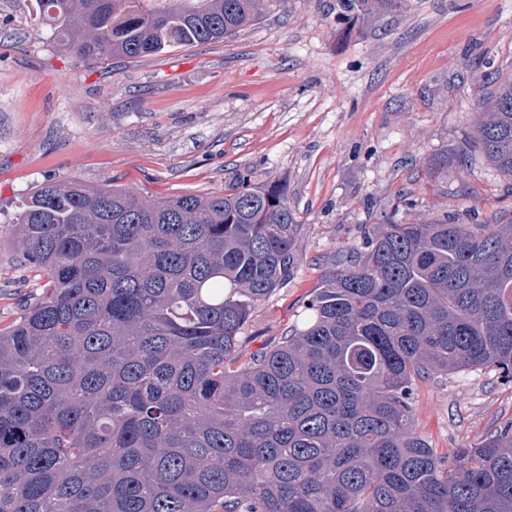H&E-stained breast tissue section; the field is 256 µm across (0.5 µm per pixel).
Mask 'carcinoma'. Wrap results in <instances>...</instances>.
Segmentation results:
<instances>
[{"mask_svg":"<svg viewBox=\"0 0 512 512\" xmlns=\"http://www.w3.org/2000/svg\"><path fill=\"white\" fill-rule=\"evenodd\" d=\"M37 0L83 61L219 42L265 0ZM354 25L407 0H337ZM476 142L512 180V79ZM42 297L0 329V512H512V420L448 457L416 381L512 380V212L393 219L331 259L302 327L244 352L302 225L278 181L150 198L48 179L21 202Z\"/></svg>","mask_w":512,"mask_h":512,"instance_id":"cac0c4a2","label":"carcinoma"}]
</instances>
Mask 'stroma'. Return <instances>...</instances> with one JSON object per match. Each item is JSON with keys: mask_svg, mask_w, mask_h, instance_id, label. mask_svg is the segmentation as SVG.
I'll return each instance as SVG.
<instances>
[{"mask_svg": "<svg viewBox=\"0 0 512 512\" xmlns=\"http://www.w3.org/2000/svg\"><path fill=\"white\" fill-rule=\"evenodd\" d=\"M492 71L512 78V0H409L352 27L336 0H266L223 41L86 63L56 47L30 0H0V328L42 293L13 229L35 185L75 178L163 198L245 174L285 185L303 226L293 280L248 330L247 350L274 344L364 225L512 210V181L471 147ZM443 157L447 173L428 177ZM413 409L450 456L512 419V383L491 368L422 380Z\"/></svg>", "mask_w": 512, "mask_h": 512, "instance_id": "obj_1", "label": "stroma"}]
</instances>
